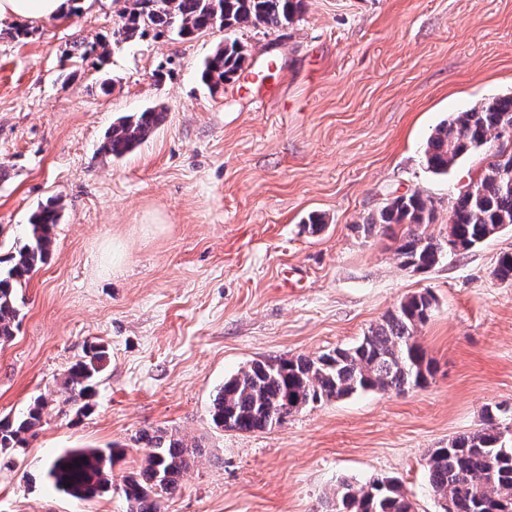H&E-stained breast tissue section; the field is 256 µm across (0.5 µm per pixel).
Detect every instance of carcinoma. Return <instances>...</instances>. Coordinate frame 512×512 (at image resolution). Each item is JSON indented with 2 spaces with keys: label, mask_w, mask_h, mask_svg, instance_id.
Listing matches in <instances>:
<instances>
[{
  "label": "carcinoma",
  "mask_w": 512,
  "mask_h": 512,
  "mask_svg": "<svg viewBox=\"0 0 512 512\" xmlns=\"http://www.w3.org/2000/svg\"><path fill=\"white\" fill-rule=\"evenodd\" d=\"M304 0H126L116 43L173 32L182 40L220 27L226 31L262 26L277 29L292 24ZM245 46L226 37L204 61L201 80L211 90L244 69ZM164 112L152 108L121 116L105 136L102 152L121 157L140 145L162 122ZM512 128V95L491 97L458 112L435 128L424 151L427 169L446 174L457 160L497 143L477 182L459 192L448 211V236L435 240L417 231L434 220L432 200L420 192L392 199L368 218L365 229H389L410 224L398 239L400 266L427 271L443 254L467 252L512 225V143H501L502 130ZM59 202L33 212L23 243L4 249L0 242V345L10 343L20 324L23 288L37 265L44 263L59 223ZM494 275L512 282V253L497 260ZM433 296L412 295L398 304L383 322L351 347H337L316 357H269L224 380L210 416L215 426L240 432L265 430L282 424L309 404L369 391L405 392L427 384L433 366L416 341L418 327L430 318ZM105 345L93 343L72 365L63 381L66 402L75 415L92 409L93 388L107 367ZM48 403L38 398L20 417L0 419V466H9L10 453L23 448L41 425ZM136 442L147 448L140 468L123 478L120 491L126 512H160L161 501L172 497L194 458L176 435L143 431ZM114 453L110 448H77L49 461L47 475L60 491L91 501L112 489ZM429 484L445 512H512V416L497 405L485 411L484 427L460 435L448 446L435 448L426 462ZM325 512H415L413 502L392 478H373L359 486L342 482L325 500Z\"/></svg>",
  "instance_id": "obj_1"
}]
</instances>
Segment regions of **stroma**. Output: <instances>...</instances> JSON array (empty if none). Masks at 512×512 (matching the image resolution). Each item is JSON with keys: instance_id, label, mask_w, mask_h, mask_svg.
<instances>
[{"instance_id": "1", "label": "stroma", "mask_w": 512, "mask_h": 512, "mask_svg": "<svg viewBox=\"0 0 512 512\" xmlns=\"http://www.w3.org/2000/svg\"><path fill=\"white\" fill-rule=\"evenodd\" d=\"M124 6L82 0L25 38L20 21H0V242L23 239L47 199L62 206L16 337L0 347V417L49 402L0 469V512H126L116 489L89 502L58 491L46 466L113 448L121 481L145 454L144 430L202 449L161 512H321L339 483L382 476L416 512H441L429 450L482 428L485 408L512 406V283L493 275L512 226L417 273L395 255L406 225L369 234L363 222L418 191L435 206L427 234L446 236L485 156L438 176L426 141L450 114L512 94V0H305L288 27L236 31L249 66L214 91L200 69L224 29L114 43ZM104 37L105 70L64 59ZM257 67L275 88L261 106ZM152 107L165 119L143 143L101 152L117 118ZM314 214L324 224L312 234ZM424 291L435 298L416 333L435 365L424 387L325 399L263 431L212 423L240 369L354 345ZM92 343L110 356L93 409L59 414L62 380Z\"/></svg>"}]
</instances>
